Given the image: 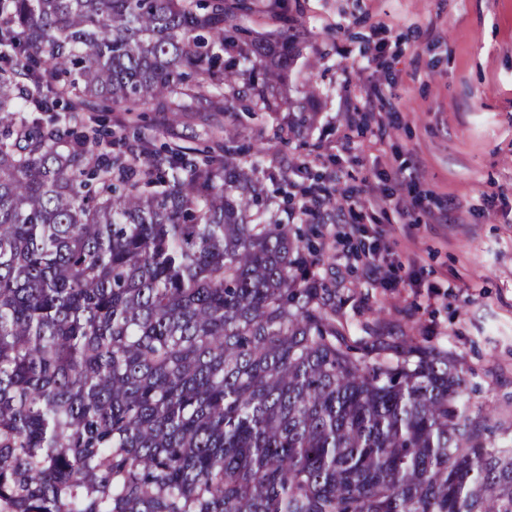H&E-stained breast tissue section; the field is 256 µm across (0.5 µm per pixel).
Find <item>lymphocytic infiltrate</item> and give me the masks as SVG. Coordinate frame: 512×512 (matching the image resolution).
I'll return each mask as SVG.
<instances>
[{
  "label": "lymphocytic infiltrate",
  "mask_w": 512,
  "mask_h": 512,
  "mask_svg": "<svg viewBox=\"0 0 512 512\" xmlns=\"http://www.w3.org/2000/svg\"><path fill=\"white\" fill-rule=\"evenodd\" d=\"M383 89L376 77H369L358 89L357 100L362 108L342 115L343 141L353 134L367 130L379 151L382 172L378 180L362 179L360 183L342 184L340 177L331 182L312 181L296 184L292 195L289 219L303 224L312 223L328 215H335L340 238L358 239L374 233L380 220L391 224L406 223L411 209H421L430 224H467L472 211L455 197L437 203L420 189V176L425 168L424 158L415 152L399 157L384 148L389 130L398 123V112H381L377 103Z\"/></svg>",
  "instance_id": "1"
}]
</instances>
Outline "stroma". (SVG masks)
Instances as JSON below:
<instances>
[{"label": "stroma", "instance_id": "obj_1", "mask_svg": "<svg viewBox=\"0 0 512 512\" xmlns=\"http://www.w3.org/2000/svg\"><path fill=\"white\" fill-rule=\"evenodd\" d=\"M288 13L308 35L288 77L289 106L278 112L223 115L235 124L239 160L254 165L265 188L284 203L290 166L320 144L319 171L344 181L375 175L377 153L365 138L338 152L336 128L351 111L348 86L365 83L366 52L377 41L372 20L390 24L389 48L378 79L403 114L387 142L400 152L417 150L428 160L426 189L457 196L482 210L487 195L512 189V0H287ZM309 123L299 126V109ZM138 130L155 147L212 145L210 119L197 112H138ZM322 241L331 254L342 313L351 336L376 333L420 336L452 352L466 378L463 400L473 413H490L484 436L512 445V208L496 219L476 217L458 227L394 225L386 238L399 273L415 251L424 288H379L344 261L362 242H335L330 225Z\"/></svg>", "mask_w": 512, "mask_h": 512}]
</instances>
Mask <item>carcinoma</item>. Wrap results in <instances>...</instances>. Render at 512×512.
Masks as SVG:
<instances>
[{
	"label": "carcinoma",
	"mask_w": 512,
	"mask_h": 512,
	"mask_svg": "<svg viewBox=\"0 0 512 512\" xmlns=\"http://www.w3.org/2000/svg\"><path fill=\"white\" fill-rule=\"evenodd\" d=\"M262 0H0V512H512L448 351L354 339L237 131L200 163L76 114L276 112Z\"/></svg>",
	"instance_id": "1"
}]
</instances>
